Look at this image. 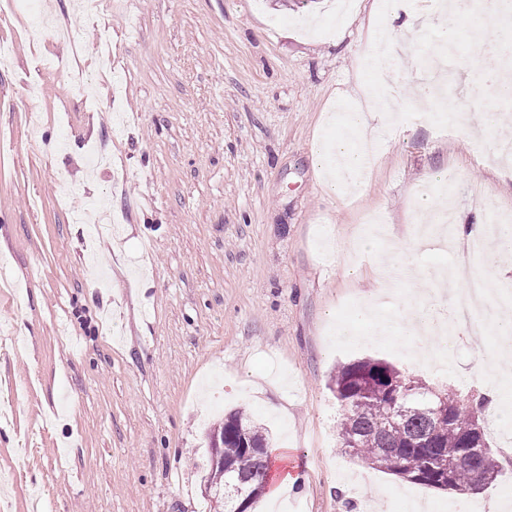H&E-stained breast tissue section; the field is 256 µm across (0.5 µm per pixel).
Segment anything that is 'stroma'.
<instances>
[{
	"mask_svg": "<svg viewBox=\"0 0 512 512\" xmlns=\"http://www.w3.org/2000/svg\"><path fill=\"white\" fill-rule=\"evenodd\" d=\"M14 0L0 11V385L22 389L0 428L10 512L39 494L48 512H209L205 432L240 410L274 446L296 451L288 512H348L357 493L395 512L396 498L438 512H512L497 483L464 499L373 469L346 454L332 389L338 366L381 359L431 386L505 397L475 368L497 353L492 330L456 329L440 374L401 343L338 341L337 322L374 295L375 256L349 243L387 225L379 251H404L428 287L433 265L466 241L414 243L424 190L447 174L457 224L512 212V108L491 139L440 130L425 115L374 129L378 160L362 193L336 200L312 157L338 99L368 96L362 79L378 0ZM73 30L32 42L37 15ZM396 71L434 70L414 44L444 22L437 0L388 14ZM76 59L86 89L42 61ZM360 268L347 279L342 264Z\"/></svg>",
	"mask_w": 512,
	"mask_h": 512,
	"instance_id": "1",
	"label": "stroma"
}]
</instances>
